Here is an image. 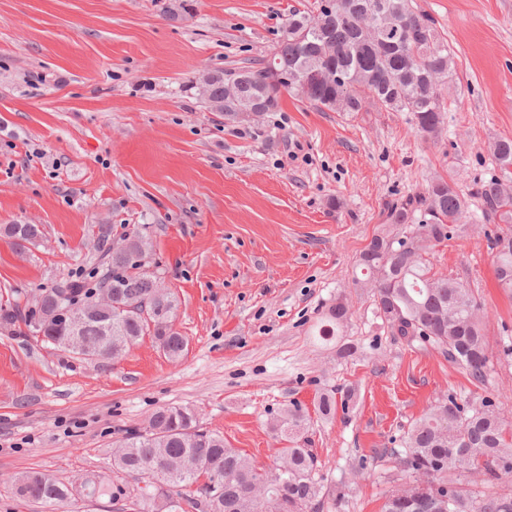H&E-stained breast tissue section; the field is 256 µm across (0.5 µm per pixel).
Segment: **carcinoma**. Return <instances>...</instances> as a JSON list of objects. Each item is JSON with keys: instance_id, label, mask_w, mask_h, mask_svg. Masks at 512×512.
I'll return each mask as SVG.
<instances>
[{"instance_id": "obj_1", "label": "carcinoma", "mask_w": 512, "mask_h": 512, "mask_svg": "<svg viewBox=\"0 0 512 512\" xmlns=\"http://www.w3.org/2000/svg\"><path fill=\"white\" fill-rule=\"evenodd\" d=\"M423 14L412 0H327L319 13L293 11L288 31L274 48L276 67L318 70L333 66L344 81H322L305 90L292 86L310 104L336 112H359L369 101L387 112H410L420 135L437 140L442 132V90L452 75L448 43L434 25L422 27ZM260 84L234 72L219 77L207 90L212 99L238 104L259 95ZM500 175L482 184L477 194L487 219L512 224V139L490 145ZM467 201L457 185L442 175L425 192L392 205L391 224L405 225L398 239L375 236L361 253L363 278L355 286L371 294L375 314L400 336H414L445 350L448 360L461 366L476 382L489 369L488 343L481 322V305L467 282L433 270L429 250L460 230ZM16 251L23 253L41 235L36 224L19 230L4 228ZM98 243L107 269L95 284L64 281L41 292L26 326L33 336L57 350L119 360L145 337L164 356L179 360L187 340L174 329L177 295L149 269L151 241L140 234L111 239V227L98 225ZM495 274L499 287L512 293V233L494 242ZM94 301L84 304L79 335L54 318L61 300ZM349 318L342 300L328 309L318 336L335 335ZM315 413L329 418L336 398L319 393ZM311 417L291 404L276 427L288 446L276 465L263 469L224 444V437L200 427L186 407H160L146 425L129 431L112 449V471L140 485L127 491L92 476L81 482L88 497L130 500L132 512H296L320 504L317 461L307 448ZM397 468L409 481L386 499L382 512H436L433 503L415 499V491L446 494L449 512H512V498L489 491L476 494L464 488L479 473L491 484L512 476V429L486 401L468 411L452 398L441 400L411 427L405 450L394 451ZM15 492L37 504L59 506L71 495L68 485L45 474L14 477Z\"/></svg>"}]
</instances>
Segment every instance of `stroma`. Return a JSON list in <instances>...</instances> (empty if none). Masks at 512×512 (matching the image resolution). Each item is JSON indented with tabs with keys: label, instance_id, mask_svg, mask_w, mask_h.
<instances>
[{
	"label": "stroma",
	"instance_id": "stroma-1",
	"mask_svg": "<svg viewBox=\"0 0 512 512\" xmlns=\"http://www.w3.org/2000/svg\"><path fill=\"white\" fill-rule=\"evenodd\" d=\"M321 0H0V230L39 225L17 255L0 234V307L27 311L37 288L102 265L95 227L149 238L152 270L178 296L188 340L167 360L151 339L117 362L64 354L0 329V512H110L18 497L12 476L63 483L112 474V446L163 406L258 466L285 443L290 403L336 396L307 437L319 512H382L406 476L391 449L437 401H492L512 424V295L498 287L494 240L476 195L489 145L512 138V0H413L451 50L444 130L424 139L409 112L320 109L282 95L260 122L228 121L199 94L206 71L258 67L296 9ZM453 179L470 229L435 246V270L462 278L483 308L484 383L438 347L383 324L353 285L377 235L401 237L389 204ZM347 297L354 357L316 340Z\"/></svg>",
	"mask_w": 512,
	"mask_h": 512
}]
</instances>
